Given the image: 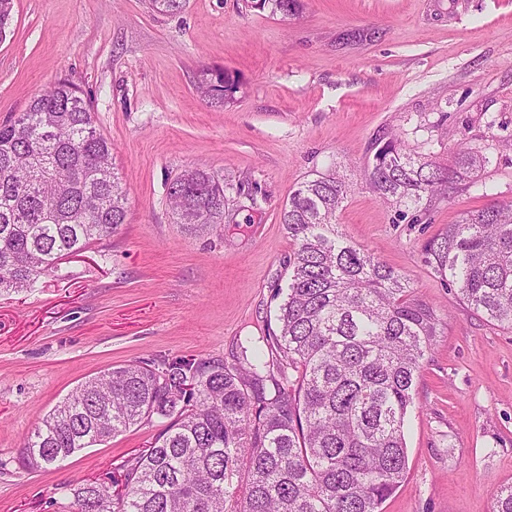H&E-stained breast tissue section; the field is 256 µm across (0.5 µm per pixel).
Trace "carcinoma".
<instances>
[{
    "label": "carcinoma",
    "mask_w": 512,
    "mask_h": 512,
    "mask_svg": "<svg viewBox=\"0 0 512 512\" xmlns=\"http://www.w3.org/2000/svg\"><path fill=\"white\" fill-rule=\"evenodd\" d=\"M188 0H149L178 14ZM274 16L299 0H247ZM13 0H0V41ZM197 93L226 105L224 71L203 68ZM488 158L465 142L436 161L397 135L375 142L367 184L404 216L475 183ZM168 187L174 222L224 223L223 184L202 169ZM346 176L300 183L280 223L295 245L274 341L241 347L237 366L207 359L135 362L82 382L27 436L19 461L46 469L153 417L169 418L112 484L70 489L73 512H381L408 471L405 423L414 386L445 324L407 279L338 230ZM127 192L112 143L79 89L60 81L0 125V294L19 293L67 254L112 236ZM427 262L457 297L512 328V204L463 214L427 242ZM238 478L239 492L230 491Z\"/></svg>",
    "instance_id": "obj_1"
}]
</instances>
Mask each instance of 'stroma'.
<instances>
[{"label":"stroma","instance_id":"stroma-1","mask_svg":"<svg viewBox=\"0 0 512 512\" xmlns=\"http://www.w3.org/2000/svg\"><path fill=\"white\" fill-rule=\"evenodd\" d=\"M235 78L231 101L195 90ZM90 99L128 190L117 233L0 296V512H70L71 485L110 482L162 429L155 418L56 466L23 469L24 438L86 379L130 361L234 366L245 338L278 331L293 258L280 222L314 174L344 170L343 235L450 317L424 362L408 472L382 512H493L512 483V329L487 321L425 260L466 212L512 199V0H302L294 16L242 0H14L0 41V125L58 81ZM448 161L460 141L489 162L478 183L398 218L365 186L377 139ZM200 168L228 183L230 222L192 234L167 189ZM224 71L213 68H203L198 75V82L196 84L197 93L208 100L215 101L222 106L230 102L222 91H224Z\"/></svg>","mask_w":512,"mask_h":512}]
</instances>
